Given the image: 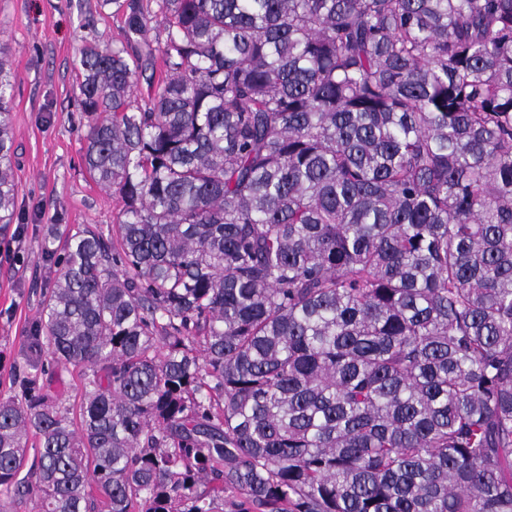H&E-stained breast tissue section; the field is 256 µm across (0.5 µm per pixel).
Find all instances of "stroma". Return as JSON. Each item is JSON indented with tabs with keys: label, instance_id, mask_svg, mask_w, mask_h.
<instances>
[{
	"label": "stroma",
	"instance_id": "1",
	"mask_svg": "<svg viewBox=\"0 0 512 512\" xmlns=\"http://www.w3.org/2000/svg\"><path fill=\"white\" fill-rule=\"evenodd\" d=\"M112 44L121 24L99 0H0V46L14 85L11 124L16 212L0 232V395L22 396V380L48 364L32 329L57 277L43 243L51 232L89 226L111 234L122 203L97 184L83 161L90 119L78 107L79 49ZM42 393L64 408L82 400L78 369L39 375Z\"/></svg>",
	"mask_w": 512,
	"mask_h": 512
}]
</instances>
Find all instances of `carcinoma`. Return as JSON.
Returning a JSON list of instances; mask_svg holds the SVG:
<instances>
[{"instance_id":"1","label":"carcinoma","mask_w":512,"mask_h":512,"mask_svg":"<svg viewBox=\"0 0 512 512\" xmlns=\"http://www.w3.org/2000/svg\"><path fill=\"white\" fill-rule=\"evenodd\" d=\"M155 4L80 51L123 208L45 247L85 398L0 396V512H512V0Z\"/></svg>"}]
</instances>
